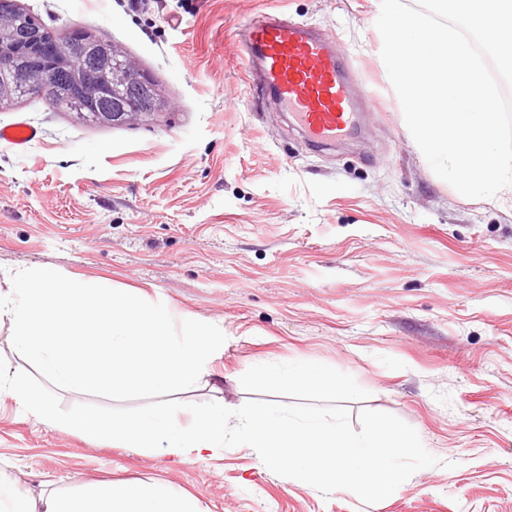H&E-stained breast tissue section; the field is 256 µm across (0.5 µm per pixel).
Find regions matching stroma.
Here are the masks:
<instances>
[{
    "mask_svg": "<svg viewBox=\"0 0 512 512\" xmlns=\"http://www.w3.org/2000/svg\"><path fill=\"white\" fill-rule=\"evenodd\" d=\"M50 29L109 39L165 106L108 124L0 106V294L48 267L163 303L225 343L188 403L251 400L258 364L314 361L413 427L439 465L366 504L260 468L254 449L129 448L62 431L0 395V487L32 504L92 483H161L201 512H512V194L457 196L426 169L381 69L371 0H19ZM283 15L338 35L375 110L310 148L251 69L244 32Z\"/></svg>",
    "mask_w": 512,
    "mask_h": 512,
    "instance_id": "stroma-1",
    "label": "stroma"
}]
</instances>
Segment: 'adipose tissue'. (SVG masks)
<instances>
[{"label": "adipose tissue", "mask_w": 512, "mask_h": 512, "mask_svg": "<svg viewBox=\"0 0 512 512\" xmlns=\"http://www.w3.org/2000/svg\"><path fill=\"white\" fill-rule=\"evenodd\" d=\"M44 512H199L194 504L149 484H107L77 495H48Z\"/></svg>", "instance_id": "1"}]
</instances>
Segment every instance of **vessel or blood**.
Returning a JSON list of instances; mask_svg holds the SVG:
<instances>
[{
	"label": "vessel or blood",
	"instance_id": "vessel-or-blood-1",
	"mask_svg": "<svg viewBox=\"0 0 512 512\" xmlns=\"http://www.w3.org/2000/svg\"><path fill=\"white\" fill-rule=\"evenodd\" d=\"M247 43L265 88L310 141L330 143L354 131L358 115L350 64L337 38L314 36L285 19L263 18L248 26Z\"/></svg>",
	"mask_w": 512,
	"mask_h": 512
}]
</instances>
